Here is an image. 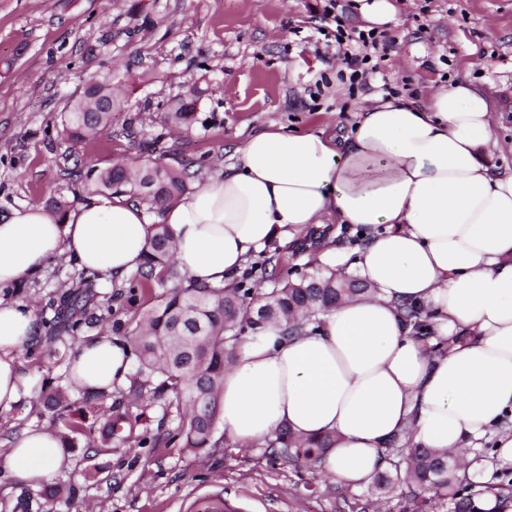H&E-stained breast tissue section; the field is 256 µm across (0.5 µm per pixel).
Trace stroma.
I'll use <instances>...</instances> for the list:
<instances>
[{"mask_svg": "<svg viewBox=\"0 0 512 512\" xmlns=\"http://www.w3.org/2000/svg\"><path fill=\"white\" fill-rule=\"evenodd\" d=\"M337 2L342 16L334 20L324 18V0H0V217L51 196L74 206L92 197L65 145L45 131L86 82L107 75L120 107L108 130L79 148L82 160L140 163L156 140L162 162L183 164L197 185L269 125L348 133L387 86L421 104L439 86L470 81L491 95L495 131L512 143V0H398V21L385 30L391 50L367 90L355 93L336 78V26L365 23L350 0ZM320 78L323 94L310 100L306 89ZM193 84L202 90L197 121L174 125L170 103ZM77 270L57 257L0 298L44 310ZM20 360L32 383L69 381L62 346L46 330ZM130 411L145 445L116 442L98 454L82 443L67 447L56 477L72 480L69 501L28 499L27 485L5 478L0 512H194L197 499L217 495L231 512H448L441 498L384 499L369 486L336 482L262 443L227 441L196 454L174 439L157 446L154 438L180 430L176 406L144 399ZM88 468L96 472L89 482Z\"/></svg>", "mask_w": 512, "mask_h": 512, "instance_id": "stroma-1", "label": "stroma"}]
</instances>
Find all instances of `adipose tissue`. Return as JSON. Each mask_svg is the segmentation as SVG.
<instances>
[{"label": "adipose tissue", "instance_id": "1", "mask_svg": "<svg viewBox=\"0 0 512 512\" xmlns=\"http://www.w3.org/2000/svg\"><path fill=\"white\" fill-rule=\"evenodd\" d=\"M491 98L458 81L414 105L377 98L351 135L267 128L233 164L168 203L163 220L188 281L232 286L272 241L336 220L364 229L354 251L326 247L318 261L359 278L367 295L343 301L314 332L280 323L247 334L224 372L220 419L248 448L289 428L336 434L324 470L359 487L387 466L394 440L413 448H478L496 435L512 462V173L495 170ZM146 212L92 199L58 216L40 205L0 222V289L63 255L123 283L148 249ZM427 315L418 335L401 304ZM32 305L0 301V414L31 396L20 354L37 338ZM131 347L82 342L67 356L80 387L128 381ZM64 460L46 426L0 445V473L36 483Z\"/></svg>", "mask_w": 512, "mask_h": 512}]
</instances>
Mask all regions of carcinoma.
<instances>
[{"mask_svg": "<svg viewBox=\"0 0 512 512\" xmlns=\"http://www.w3.org/2000/svg\"><path fill=\"white\" fill-rule=\"evenodd\" d=\"M201 94L202 89L189 86L172 107V121L183 125L195 122ZM101 100L112 104L110 78L93 80L83 88L62 113L57 134L73 146L97 136L112 123V110L96 111ZM84 178L86 186L98 193L127 196L158 217L167 202L190 190L187 169L149 159L132 170L120 161L104 168L88 166ZM151 229L141 267L128 280L126 290L116 293L132 307L143 295L161 289L156 303L139 314L133 333L119 320L112 324L116 334L126 336L137 357L127 394L133 400H162L170 392L178 400L186 399L189 411L182 419V446L193 452L218 448L224 370L241 338L271 322L284 323L290 334L316 329L320 314L365 288L351 276L338 278L335 271L321 268L310 274L299 272L294 278L286 275L263 292L248 276L231 288L187 283L174 265L175 247L168 225L156 220ZM98 278L97 273L83 269L70 288L49 300L53 312L46 321L50 336L66 348L80 340L84 329L105 321L85 316L88 291ZM110 398L105 391L85 390L80 400L73 401L68 387L43 385L36 401L51 412V424L63 432L68 445L84 439L91 447L110 449L115 439L129 442L123 432L130 424L127 413L120 411L122 401L106 403ZM265 443L290 463L320 467L335 436L302 438L284 429ZM389 454L393 456L390 469L373 476L372 488L384 495L405 489L431 493L447 500L454 512H500L512 501V482L490 487L469 481L460 474L462 460L453 450L401 445L389 449ZM38 494L67 500L73 485L58 482ZM486 494L493 495L498 506L481 507Z\"/></svg>", "mask_w": 512, "mask_h": 512, "instance_id": "obj_1", "label": "carcinoma"}]
</instances>
